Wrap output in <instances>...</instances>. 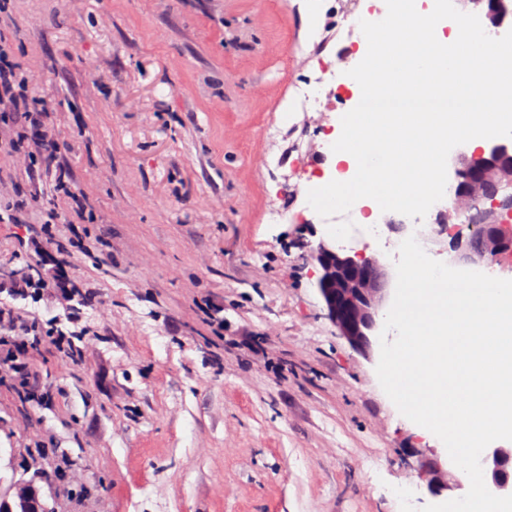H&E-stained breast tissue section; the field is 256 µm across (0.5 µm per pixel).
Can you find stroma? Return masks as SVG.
Returning a JSON list of instances; mask_svg holds the SVG:
<instances>
[{
	"label": "stroma",
	"mask_w": 512,
	"mask_h": 512,
	"mask_svg": "<svg viewBox=\"0 0 512 512\" xmlns=\"http://www.w3.org/2000/svg\"><path fill=\"white\" fill-rule=\"evenodd\" d=\"M370 0H10L0 33L38 60L76 186L100 217L106 273L85 262L94 354L46 412L81 463L61 512H401L431 504L426 440L382 389L376 361L327 318L308 246L398 260L404 236L356 211L307 206L358 98L348 19ZM99 57L98 77L80 60ZM336 70L319 112H276L315 69ZM111 97L112 109L99 108ZM278 119L274 142L262 125ZM288 209L269 221L270 206ZM224 307L214 336L195 306Z\"/></svg>",
	"instance_id": "35a3bbf8"
}]
</instances>
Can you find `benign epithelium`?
Instances as JSON below:
<instances>
[{"label": "benign epithelium", "instance_id": "1", "mask_svg": "<svg viewBox=\"0 0 512 512\" xmlns=\"http://www.w3.org/2000/svg\"><path fill=\"white\" fill-rule=\"evenodd\" d=\"M458 3L461 11L479 15L496 29L512 28V0ZM447 173L457 190L448 199V207L438 212L436 223L449 225L459 211L467 209L484 225L478 249L472 248L463 235L452 236L450 261L455 265L480 264L512 249V195L505 193L507 187H512V138L501 137L473 152L463 144L455 147ZM310 258L317 269L315 288L328 318L354 351L372 358L379 314L391 298L388 267L375 255L343 253L324 239L311 250ZM481 464L488 490L498 496L512 495V448L489 449ZM424 474L433 497L464 489L447 461L425 463Z\"/></svg>", "mask_w": 512, "mask_h": 512}]
</instances>
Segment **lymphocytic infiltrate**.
Masks as SVG:
<instances>
[{
  "label": "lymphocytic infiltrate",
  "instance_id": "f902f5d3",
  "mask_svg": "<svg viewBox=\"0 0 512 512\" xmlns=\"http://www.w3.org/2000/svg\"><path fill=\"white\" fill-rule=\"evenodd\" d=\"M39 72L38 61L19 64L13 43L0 35V160L10 162L30 180L39 169L51 170L56 181L50 200H43L36 190L21 205L14 199L12 185L0 180L1 224L19 222L24 207L42 216L40 230L27 239L21 266L0 274V387L32 408L46 409L54 397L38 366L39 358L53 355L67 370L91 353L93 343L85 337L72 348L54 336L35 338L38 320L16 302L35 291L45 305L77 322L78 308L72 295L59 288V276L81 255L91 259L96 271H103L104 264L97 241L87 229L94 210L86 194L71 183L62 157L65 145L57 138L51 113L43 100L21 89L22 83L35 81Z\"/></svg>",
  "mask_w": 512,
  "mask_h": 512
}]
</instances>
